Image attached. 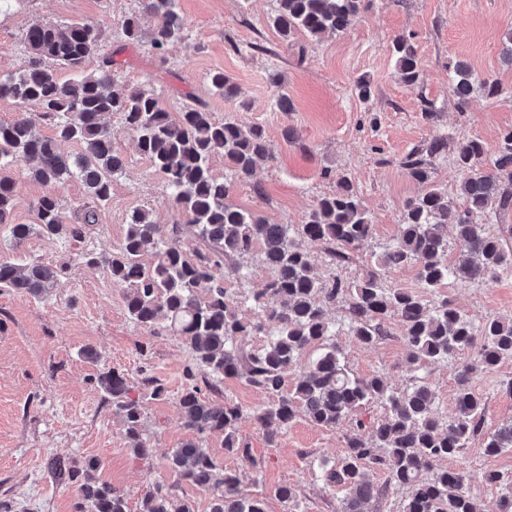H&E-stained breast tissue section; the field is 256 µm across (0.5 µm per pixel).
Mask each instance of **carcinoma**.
I'll use <instances>...</instances> for the list:
<instances>
[{"instance_id":"1","label":"carcinoma","mask_w":512,"mask_h":512,"mask_svg":"<svg viewBox=\"0 0 512 512\" xmlns=\"http://www.w3.org/2000/svg\"><path fill=\"white\" fill-rule=\"evenodd\" d=\"M277 2L272 24L281 37L301 32L318 39L328 32H344L364 0ZM142 12L157 21L150 47L163 58L168 47L184 37L177 0H142ZM122 30L127 42H139L140 18L124 19ZM102 37L101 28L93 23H32L24 33L30 54L27 68L0 76V98L22 107L14 119L0 122V170L22 159L36 180L51 187L35 204L36 223L16 224L14 184L0 176V237L8 238L14 250L35 230L75 242L86 237L97 224L98 209L111 196L112 178L125 167L105 124L106 115L121 114L139 153L163 174L173 206L185 214L201 247L188 251L178 225L165 231L149 211L137 210L119 246L109 253L80 251L76 261L110 272L135 323L180 337L191 349L203 382L209 375L239 377L268 394L270 401L253 413L267 429L287 427L300 411L311 423L334 428L367 403H380L385 416L368 435L347 436V451L339 461L316 463L323 485L340 494L339 512H365L366 505L380 497L382 489L374 479L378 472L409 489L403 512H479L466 490L465 476L440 463L460 454L480 433L485 404L472 388V375L479 367L493 368L512 359V320L487 317L476 323L446 300L432 305L419 294L388 284L387 275L413 266L422 286L433 291L451 279L479 282L512 270V249L477 222L512 205V130L503 133L499 151L489 161L479 138L457 143L452 161L464 173L460 206L432 176L433 160L445 154L448 140L434 139L410 150L401 166L422 185V192L405 204L393 243L369 263L360 279L350 281L334 269L350 261L372 236L374 224L349 179H341L333 193L320 198L302 224H271L234 204L229 198L231 181L251 183L257 164L274 158L264 129L217 121L197 102L174 115L166 112L153 91L118 81L110 59L97 71L86 72ZM391 52L401 80L419 87L421 68L414 43L397 36ZM47 62L73 77L60 80L45 67ZM452 80L461 109L476 89L488 98L504 93L498 81L478 76L460 63L454 65ZM209 81L218 93L236 92L222 72L210 74ZM28 105L38 111H24ZM43 121L52 125L53 136L39 132ZM63 142H75L83 151L65 156L59 151ZM218 156L224 158L230 177L213 173L211 163ZM72 178L86 186L88 200L67 213L52 188ZM450 224L456 230L452 246ZM312 243L323 247L332 272L317 273L307 248ZM148 254L152 261L146 264ZM254 255L270 273L264 288L231 295L226 279H249L246 259ZM220 268L222 275L217 274ZM61 274L62 269L38 260L22 263L0 255L1 290L44 299L59 287ZM338 303L345 304L348 333L365 346L388 335L386 319L397 317L408 360L417 369L477 349V360L458 372L454 415L442 417L435 391L424 377L398 392L381 375L354 376L332 341L328 309ZM243 308L254 317H242ZM266 321L276 324L274 337L255 352H243L238 337L262 332ZM311 348L315 357L285 389V372ZM190 379L178 407L193 437L170 455L174 485L157 486L144 499L142 512H194L189 502L174 505L173 486L182 484L212 492L211 512H267L265 498L241 494L240 474L225 469L204 442L205 436L221 432L227 453L247 457L249 448L237 429L241 408L229 401L207 400L195 375ZM97 384L124 422L133 452L148 457L151 437L143 425L142 400L163 396L164 387L148 378L134 397L125 375L113 368L101 372ZM505 450H512V421L502 424L484 444L488 455ZM47 469L58 483L78 485L76 512H128L124 497L93 476L96 461L52 457ZM484 478L502 487L500 512H512V478L496 471Z\"/></svg>"}]
</instances>
